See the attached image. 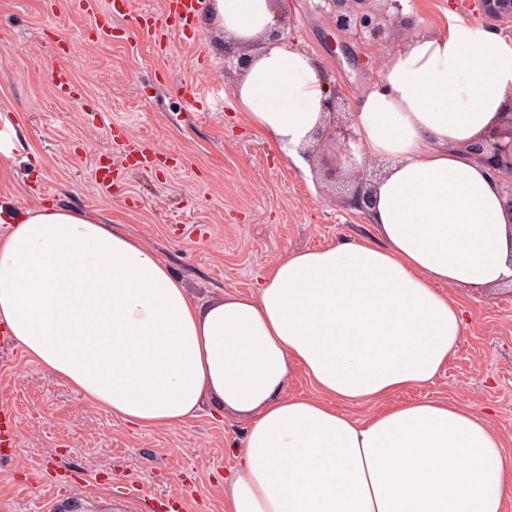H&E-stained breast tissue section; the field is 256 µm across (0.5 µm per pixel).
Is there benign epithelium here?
Listing matches in <instances>:
<instances>
[{
	"instance_id": "1",
	"label": "benign epithelium",
	"mask_w": 512,
	"mask_h": 512,
	"mask_svg": "<svg viewBox=\"0 0 512 512\" xmlns=\"http://www.w3.org/2000/svg\"><path fill=\"white\" fill-rule=\"evenodd\" d=\"M482 15L499 26L512 25V0H478ZM315 9L330 19L336 33L350 40L367 45L394 44L406 38L410 32L401 16L400 0H318ZM248 57L244 49L224 43V70L242 72ZM328 116L326 126L317 133L318 143L308 153H321L331 149L337 165L331 179L348 183L349 205L361 212L371 205L367 184L380 173L376 161L368 158L354 126L352 113L338 119L340 109L338 94L332 92L322 102ZM471 151L493 165L495 174L512 173V119L494 133L474 143Z\"/></svg>"
}]
</instances>
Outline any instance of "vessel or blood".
I'll return each mask as SVG.
<instances>
[{
  "mask_svg": "<svg viewBox=\"0 0 512 512\" xmlns=\"http://www.w3.org/2000/svg\"><path fill=\"white\" fill-rule=\"evenodd\" d=\"M78 8L98 15V32L106 35L112 29V20L116 17L129 19L130 23L153 38L157 50L166 48V32L170 29L179 30L186 40L193 44L201 43L205 35L195 26L196 16L201 6V0H166L165 18L156 21L148 12L132 15L127 10L126 0H76ZM171 153L155 149L138 142L125 145V153L120 163L96 164L95 178L97 186L105 191L111 190L115 176L122 167L143 165L165 166L172 161Z\"/></svg>",
  "mask_w": 512,
  "mask_h": 512,
  "instance_id": "vessel-or-blood-1",
  "label": "vessel or blood"
}]
</instances>
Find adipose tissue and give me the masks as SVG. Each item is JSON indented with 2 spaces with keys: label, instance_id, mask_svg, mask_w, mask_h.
Masks as SVG:
<instances>
[{
  "label": "adipose tissue",
  "instance_id": "ef3b65f1",
  "mask_svg": "<svg viewBox=\"0 0 512 512\" xmlns=\"http://www.w3.org/2000/svg\"><path fill=\"white\" fill-rule=\"evenodd\" d=\"M278 0H211L207 26L251 49L234 94L298 157L324 124L316 59L270 42ZM512 113V43L461 21L409 39L357 132L386 160L373 239L272 264L256 293L202 306L165 259L89 212L0 201V329L30 361L144 430L182 426L213 398L248 427L224 512H503L502 440L473 411L389 405L432 383L464 334L441 286L512 282V199L469 145ZM315 389L285 395L295 371ZM376 409L356 420L337 402Z\"/></svg>",
  "mask_w": 512,
  "mask_h": 512
}]
</instances>
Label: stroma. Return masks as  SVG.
<instances>
[{
	"instance_id": "35a3bbf8",
	"label": "stroma",
	"mask_w": 512,
	"mask_h": 512,
	"mask_svg": "<svg viewBox=\"0 0 512 512\" xmlns=\"http://www.w3.org/2000/svg\"><path fill=\"white\" fill-rule=\"evenodd\" d=\"M291 43L320 64L346 111L381 81V64L399 48L343 43L312 0H280ZM418 31L447 16L483 31L470 0H405ZM92 14L72 0H0V114L17 133L0 164V198L23 208L35 199L111 218L167 261L190 295L205 303L254 292L289 253L341 237L372 234L364 216L332 192L322 156L313 173L248 121L224 72V36L201 45L169 32L165 52L118 21L111 39L88 43ZM73 43L68 56L53 43ZM67 72L79 93L59 97L52 72ZM129 140L173 152L169 169L122 170L110 194L94 183L95 155L120 160ZM465 315L463 339L435 381L402 391L390 404L455 403L483 415L512 466V288L451 289ZM17 416V447L0 459V512H224V481L235 469L245 419L206 402L177 428L137 429L31 362L19 346L0 348V407ZM137 485L140 497L119 492Z\"/></svg>"
}]
</instances>
